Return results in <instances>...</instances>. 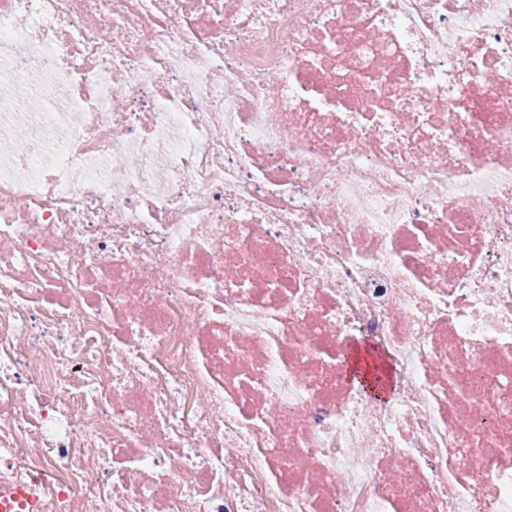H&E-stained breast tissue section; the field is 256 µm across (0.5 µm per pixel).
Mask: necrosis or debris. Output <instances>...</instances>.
<instances>
[{
    "instance_id": "1",
    "label": "necrosis or debris",
    "mask_w": 512,
    "mask_h": 512,
    "mask_svg": "<svg viewBox=\"0 0 512 512\" xmlns=\"http://www.w3.org/2000/svg\"><path fill=\"white\" fill-rule=\"evenodd\" d=\"M0 512H512V0H0Z\"/></svg>"
}]
</instances>
